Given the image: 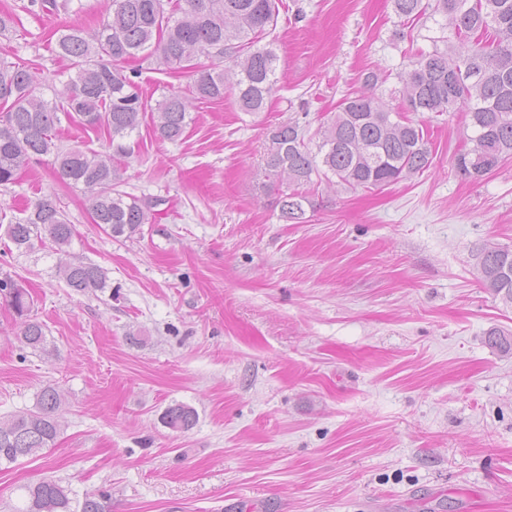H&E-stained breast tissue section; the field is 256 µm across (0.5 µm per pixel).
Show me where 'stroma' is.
I'll use <instances>...</instances> for the list:
<instances>
[{
	"label": "stroma",
	"mask_w": 512,
	"mask_h": 512,
	"mask_svg": "<svg viewBox=\"0 0 512 512\" xmlns=\"http://www.w3.org/2000/svg\"><path fill=\"white\" fill-rule=\"evenodd\" d=\"M0 10L20 18L0 57L65 77L52 30H95L109 0ZM442 35L430 17L402 24L391 0H280L265 111L194 102L177 142L145 120L122 188L157 206L132 238L93 224L49 158L0 187V220L53 194L75 227L63 252L47 240L22 254L0 232V277L31 292L47 340L23 347L0 300V416L49 385L65 402L45 457L0 466V512L45 476L79 497L110 491L112 512H512V353L486 341L493 327L512 334V305L476 261L489 244L512 250V159L462 179L465 112H412L430 168L380 190L311 186L305 224L281 220L288 187L264 172L281 123L316 133L365 87L399 106L400 74ZM136 68L151 104L191 86ZM79 261L102 267L107 288H68L57 268ZM174 404L196 411L192 429L163 423Z\"/></svg>",
	"instance_id": "obj_1"
}]
</instances>
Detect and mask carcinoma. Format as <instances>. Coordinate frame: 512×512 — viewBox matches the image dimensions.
Instances as JSON below:
<instances>
[{"mask_svg": "<svg viewBox=\"0 0 512 512\" xmlns=\"http://www.w3.org/2000/svg\"><path fill=\"white\" fill-rule=\"evenodd\" d=\"M395 14L416 20L426 14L424 0H392ZM112 14L90 35L81 28L54 32L52 52L76 68L50 102L37 93V76L19 63L0 61V186L16 182L28 160L49 156L59 177L78 188L91 203L94 223L109 236L130 238L152 221L154 204L119 190L118 162L139 146L147 101L138 72L122 64L150 60L159 71L186 74L196 100L217 101L230 93L243 112H261L277 83L278 56L261 44L279 15L277 0H112ZM458 40L454 50L421 52L401 76L402 103L413 112L467 111L468 147L455 158L457 173L478 181L512 158V0H434ZM205 54L215 59L198 65ZM191 102L172 91L157 102L154 133L171 142L183 138L193 118ZM106 138L104 150L65 147L57 138L61 118ZM428 132L374 97L360 93L339 104L334 118L312 143L297 121L273 129L265 173L288 184L280 216L290 224L306 223V188L321 182L350 189H381L420 173L432 163ZM75 230L60 199L39 198L26 215L6 227L15 249L27 252L47 236L63 249ZM483 284L512 304V251L489 248L478 254ZM58 276L78 293L106 287L104 270L91 263L59 266ZM0 293L23 319L20 343L45 349L41 322L31 318L26 289L10 277L0 278ZM491 347L509 352L512 338L498 329L487 333ZM63 398L44 388L34 408L0 417V464L37 457L60 434ZM170 428L189 430L195 411L186 405L166 408ZM22 504L12 512H112L108 494L72 497L61 481L44 478L20 487Z\"/></svg>", "mask_w": 512, "mask_h": 512, "instance_id": "cac0c4a2", "label": "carcinoma"}]
</instances>
